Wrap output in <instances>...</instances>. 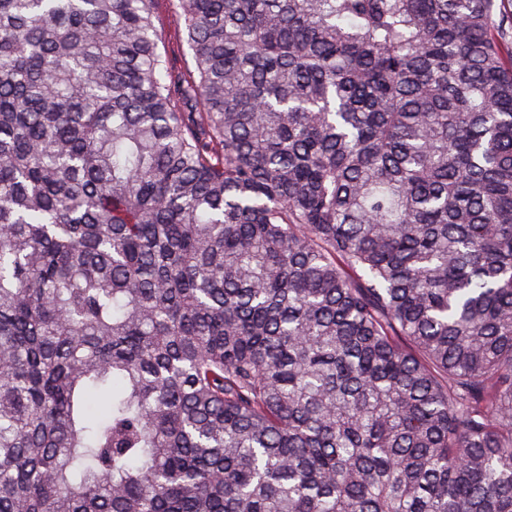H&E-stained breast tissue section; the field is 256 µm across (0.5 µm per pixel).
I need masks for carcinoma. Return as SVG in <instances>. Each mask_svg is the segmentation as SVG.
<instances>
[{
  "mask_svg": "<svg viewBox=\"0 0 512 512\" xmlns=\"http://www.w3.org/2000/svg\"><path fill=\"white\" fill-rule=\"evenodd\" d=\"M0 0V512H512L505 0ZM158 24L164 29L167 39V49L178 67L186 68L192 66L191 51L186 43H180L177 37V30L173 25L174 12L168 0L159 2Z\"/></svg>",
  "mask_w": 512,
  "mask_h": 512,
  "instance_id": "carcinoma-1",
  "label": "carcinoma"
}]
</instances>
